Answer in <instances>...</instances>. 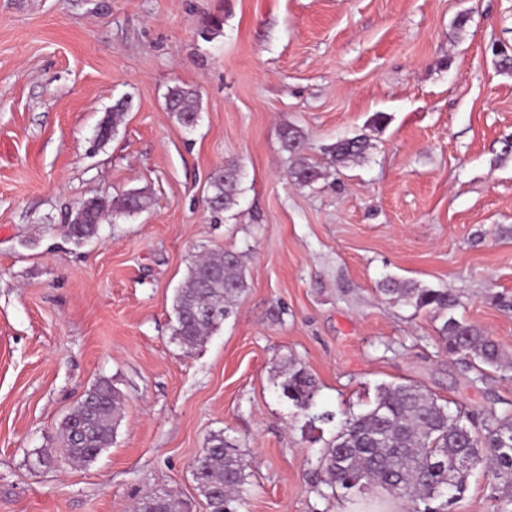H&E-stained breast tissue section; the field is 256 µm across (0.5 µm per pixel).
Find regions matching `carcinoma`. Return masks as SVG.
Returning a JSON list of instances; mask_svg holds the SVG:
<instances>
[{"label":"carcinoma","mask_w":512,"mask_h":512,"mask_svg":"<svg viewBox=\"0 0 512 512\" xmlns=\"http://www.w3.org/2000/svg\"><path fill=\"white\" fill-rule=\"evenodd\" d=\"M169 111L181 125L199 113L196 91L174 86L167 94ZM123 108L116 105L112 115L98 124L95 140L111 139ZM283 151L291 159L289 173L302 185L324 176L319 165L306 154L301 129L287 125L280 130ZM370 148L367 135L342 136L326 147L331 162L340 167L362 158ZM240 195L238 169L227 166L210 177L207 204L218 216L231 209ZM150 197L131 191L117 200L105 197L78 219H68L64 235L76 245L95 238L108 217L145 209ZM247 288L238 254L204 253L195 257L178 288L174 310L180 343L196 348L215 332L232 312ZM381 291L397 297L417 310L428 309L443 318L439 342L450 354H465L474 368L499 369L503 354L497 343L469 322L450 314L457 298L411 281L387 279ZM281 395L292 401L309 421L329 423V412L311 414L316 408L318 386L305 367L290 364L279 384ZM122 399L112 383L98 379L85 393L77 408L60 424L64 454L76 463H91L111 447ZM478 465L495 470L499 483L490 497L497 512H512V414L489 412L484 432L473 430L468 413L451 411L448 403L424 391L414 382L381 384L368 409L345 418L335 437L319 459L324 482L343 493H366L384 489L403 494L413 503L412 512H446L445 496L459 497L467 490L471 470ZM196 488L210 512H237L234 504L247 494V465L237 445L224 434H214L195 460ZM179 505L163 494L138 501L134 512H178Z\"/></svg>","instance_id":"obj_1"}]
</instances>
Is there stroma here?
I'll list each match as a JSON object with an SVG mask.
<instances>
[{
    "label": "stroma",
    "mask_w": 512,
    "mask_h": 512,
    "mask_svg": "<svg viewBox=\"0 0 512 512\" xmlns=\"http://www.w3.org/2000/svg\"><path fill=\"white\" fill-rule=\"evenodd\" d=\"M512 0H0V512H131L165 492L208 512L192 465L208 438L247 464L239 512H409L318 474L338 420L411 380L474 417L512 406V367L477 378L441 318L379 290L457 296V318L512 357ZM199 94L188 129L170 87ZM125 113L94 146L102 119ZM383 112L387 124L374 128ZM299 127L324 177L293 182L279 131ZM370 139L336 167L325 146ZM241 194L222 223L209 178ZM140 189L149 208L75 245L79 203ZM231 250L248 287L196 350L174 335L194 257ZM313 374L309 423L277 385ZM120 390L111 448L65 461L58 427L98 379ZM478 468L453 512H496ZM240 177L235 166H227L210 177L207 204L212 214L218 217L231 209L240 195Z\"/></svg>",
    "instance_id": "obj_1"
}]
</instances>
